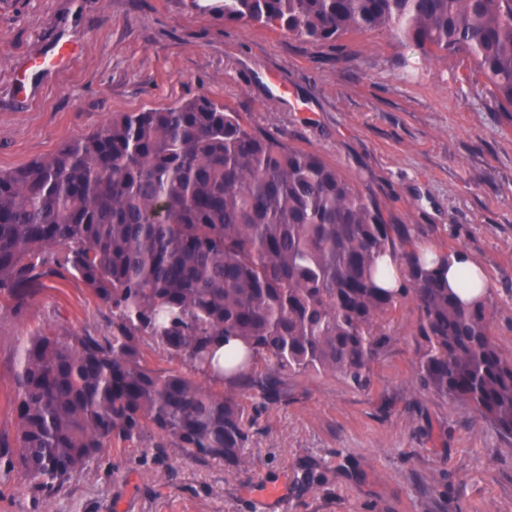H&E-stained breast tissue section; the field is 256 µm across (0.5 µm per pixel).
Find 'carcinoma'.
<instances>
[{"instance_id": "cac0c4a2", "label": "carcinoma", "mask_w": 512, "mask_h": 512, "mask_svg": "<svg viewBox=\"0 0 512 512\" xmlns=\"http://www.w3.org/2000/svg\"><path fill=\"white\" fill-rule=\"evenodd\" d=\"M224 20L311 44L385 29L427 60L465 52L489 103L512 112V0H213ZM400 287L386 288V259ZM448 253L407 230L318 155L252 129L200 93L126 112L92 134L0 170V307L22 309L42 278L82 281L112 310L108 336L39 334L21 346L16 435L3 474L49 496L109 438L174 444L247 463L249 426L231 395L287 396L281 375L370 382L375 330L411 298L424 341L420 387L512 437V358L491 298L464 303ZM244 348L220 357L230 341ZM183 361L170 371L145 349Z\"/></svg>"}]
</instances>
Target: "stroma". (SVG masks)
Wrapping results in <instances>:
<instances>
[{"mask_svg": "<svg viewBox=\"0 0 512 512\" xmlns=\"http://www.w3.org/2000/svg\"><path fill=\"white\" fill-rule=\"evenodd\" d=\"M66 39L81 45L66 66L30 71ZM468 63L425 60L386 30L312 45L191 0H0V169L113 115L206 94L318 154L416 245L481 262L492 332L510 356L512 117L463 81ZM416 319L404 300L379 327L368 388L322 373L284 376L282 402L240 392L253 433L241 471L147 439L111 441L51 496L0 475V512H512V439L419 387ZM111 329L109 307L70 277L43 278L21 312L0 309V438L15 435L24 340Z\"/></svg>", "mask_w": 512, "mask_h": 512, "instance_id": "obj_1", "label": "stroma"}]
</instances>
